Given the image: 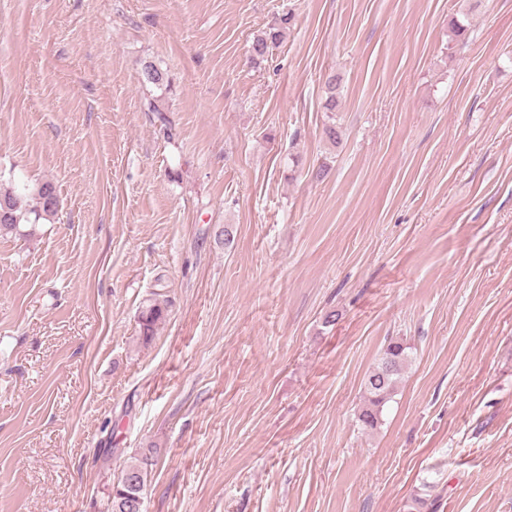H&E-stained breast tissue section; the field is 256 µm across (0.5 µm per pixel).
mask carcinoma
Returning <instances> with one entry per match:
<instances>
[{
	"instance_id": "carcinoma-1",
	"label": "carcinoma",
	"mask_w": 512,
	"mask_h": 512,
	"mask_svg": "<svg viewBox=\"0 0 512 512\" xmlns=\"http://www.w3.org/2000/svg\"><path fill=\"white\" fill-rule=\"evenodd\" d=\"M291 16L284 14L267 29L255 35L249 46V59L259 65L267 60L270 51L283 41L290 24ZM141 83L149 87H170L166 71L153 61H145L141 67ZM341 79L336 75L328 78L326 96L322 103L327 112L328 121L323 127L324 138L332 145L341 141V130L334 122L333 112L340 105ZM147 111L155 113L154 122L158 123V133L167 140L174 137L173 126L164 110L154 100L146 103ZM56 187L51 181L37 182L32 185L0 186V209L3 203L10 206V217L0 222V236L23 235L20 226L38 224L41 220H50L58 212L59 201H50L47 193H53ZM167 303L154 300L144 306L138 316L139 335L148 342L155 335L157 325L165 319ZM411 361V347L401 339L391 340L383 350L377 362L366 376L364 382V404L359 408L358 421L363 428L373 430L381 423L386 404L391 401L405 366ZM148 459L128 465L117 482L112 485L102 512H126V503L138 496L145 498L148 485Z\"/></svg>"
}]
</instances>
